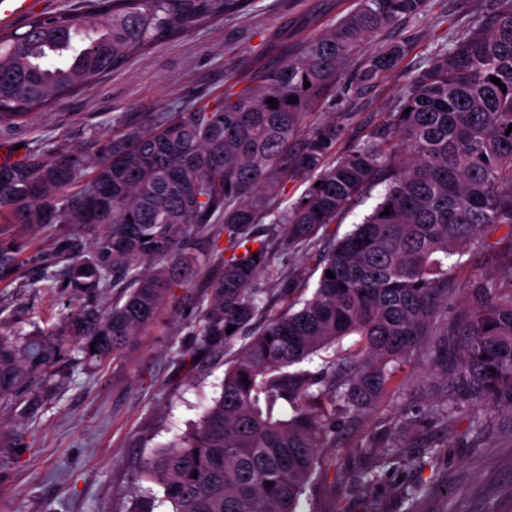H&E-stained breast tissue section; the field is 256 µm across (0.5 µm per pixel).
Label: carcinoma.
Returning <instances> with one entry per match:
<instances>
[{"label": "carcinoma", "mask_w": 512, "mask_h": 512, "mask_svg": "<svg viewBox=\"0 0 512 512\" xmlns=\"http://www.w3.org/2000/svg\"><path fill=\"white\" fill-rule=\"evenodd\" d=\"M428 2L357 0L246 93L156 116L112 139L91 164L59 148L1 161V222L72 228L39 262V279L53 280L51 267L65 263L64 291L75 306L59 334L0 332V400L33 393L67 345L88 361L117 355L152 321L163 296L193 279L194 251L215 244V230L226 234L225 245L207 282L199 336L203 350L224 346L264 308L257 280L268 242L253 226L307 170L320 185L284 214L283 247L311 240L374 183L384 185L382 200L330 248L303 307L251 337L196 428L143 462L141 477L162 490L160 498L141 495L143 512L165 502L171 512H296L319 449L336 440L337 418L353 421L404 395L398 373L419 360L464 399L512 409V287L481 280L469 289L470 303L448 319L459 257L487 229L512 224V0H494L491 15L474 20L412 78L389 117V136H371L332 162L336 124L297 138L306 112L336 90L368 38L421 18ZM246 3L81 0L78 8L30 17L21 32L1 28L0 125L21 124L155 43ZM407 50L398 42L372 52L352 84L363 90L376 83ZM19 268L16 243L0 239V281ZM114 286L124 289V301L98 305ZM348 336L358 337L355 347L323 359L320 373L291 370ZM280 400L291 417H274ZM459 409L458 399L445 397L433 412L446 419ZM439 455L431 444L407 462L422 469ZM389 464L383 456L356 481L380 482ZM436 492L431 483L415 486L404 512H422Z\"/></svg>", "instance_id": "obj_1"}]
</instances>
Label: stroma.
Masks as SVG:
<instances>
[{
  "label": "stroma",
  "instance_id": "obj_1",
  "mask_svg": "<svg viewBox=\"0 0 512 512\" xmlns=\"http://www.w3.org/2000/svg\"><path fill=\"white\" fill-rule=\"evenodd\" d=\"M356 0H249L242 12L202 24L180 38L155 44L144 55L101 83L56 100L45 113L17 126L0 127V160L22 159L28 150L66 146L95 157L99 146L141 121L168 112H189L214 103L225 93L243 92L263 70L285 63L295 49L347 14ZM491 0H429L418 20L402 21L368 42L369 48L410 41L397 67L365 91L337 87L305 117L307 128L336 122L339 136L329 150L336 159L381 132L387 115L406 94L413 76L427 67L440 48L467 33L474 18L486 15ZM315 177L302 174L287 185L270 217L255 230L271 239L269 267L258 281L265 290V316L287 309L276 291L275 275L293 278L295 302L309 299L318 285L320 261L334 240L361 221L379 200L373 189L362 203L321 228L307 245L285 249L278 243L284 225L272 218L299 201ZM69 225L26 228L0 226L14 238L24 267L0 282V332L57 331L69 309L61 288L38 278L34 259L50 252ZM486 248L474 249L456 277L461 288L473 279L512 285V268L499 252L512 247V232L500 227ZM199 275L173 289L153 320L104 362H89L68 352L51 378L38 386L37 405L27 396L0 401V512H133L138 504L135 479L142 463L191 432L221 391L236 353L262 326L253 321L224 352L205 357L198 350L197 314L207 302L204 280L219 255L197 252ZM447 384L431 369L412 370L406 398L386 399L356 422L340 427L335 446L322 449L321 463L296 512H359L363 499L380 512H402L407 490L434 480L440 492L423 512H512V411L465 405L445 420L431 416ZM485 417L473 430V413ZM442 446L437 470L415 472L406 466L361 493L358 471L371 465L366 446L376 444L420 451Z\"/></svg>",
  "mask_w": 512,
  "mask_h": 512
}]
</instances>
